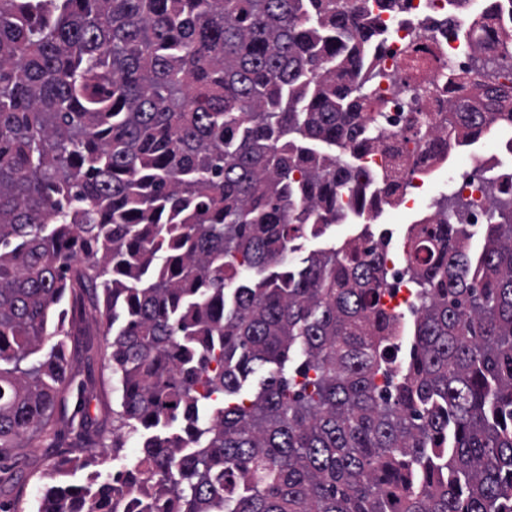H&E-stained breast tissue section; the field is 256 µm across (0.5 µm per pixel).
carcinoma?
Returning a JSON list of instances; mask_svg holds the SVG:
<instances>
[{
    "instance_id": "obj_1",
    "label": "carcinoma",
    "mask_w": 512,
    "mask_h": 512,
    "mask_svg": "<svg viewBox=\"0 0 512 512\" xmlns=\"http://www.w3.org/2000/svg\"><path fill=\"white\" fill-rule=\"evenodd\" d=\"M370 11L0 0V489L75 429L33 512H512V199L408 225L411 326L382 252L287 263L362 191ZM473 64L462 143L512 124V66ZM93 324L107 436L66 356Z\"/></svg>"
}]
</instances>
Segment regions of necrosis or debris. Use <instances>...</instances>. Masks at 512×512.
<instances>
[{"mask_svg": "<svg viewBox=\"0 0 512 512\" xmlns=\"http://www.w3.org/2000/svg\"><path fill=\"white\" fill-rule=\"evenodd\" d=\"M397 15L381 13L387 35L374 52L376 65L386 75L379 85L386 96L385 145L362 152L358 161L367 175L393 170L397 184L392 196L367 189L358 214L373 222L384 209L417 208L426 204L431 184L451 175L456 194L468 205L467 220L484 223L493 194L512 196V164L499 163L512 156V142L486 137L479 152H466L453 137L436 133L451 108L469 98L470 85L452 79V72L468 64L454 35L460 23L449 11L448 0H400ZM383 303L398 315L414 313L417 301L401 262L387 260Z\"/></svg>", "mask_w": 512, "mask_h": 512, "instance_id": "1", "label": "necrosis or debris"}]
</instances>
